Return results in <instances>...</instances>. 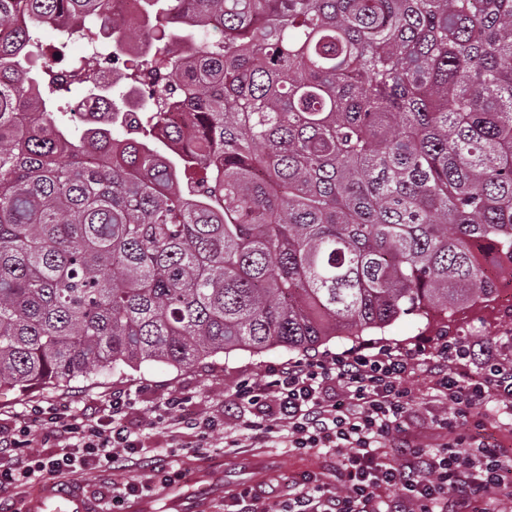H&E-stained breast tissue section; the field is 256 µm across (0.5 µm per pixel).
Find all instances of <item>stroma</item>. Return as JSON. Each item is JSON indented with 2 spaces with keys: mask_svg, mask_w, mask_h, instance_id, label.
I'll use <instances>...</instances> for the list:
<instances>
[{
  "mask_svg": "<svg viewBox=\"0 0 512 512\" xmlns=\"http://www.w3.org/2000/svg\"><path fill=\"white\" fill-rule=\"evenodd\" d=\"M469 339L478 344H502L512 338V313L500 309L497 300L489 299L462 306L449 316L429 320L414 316L401 318L384 329L363 334V341H383L407 348L437 336L441 331ZM300 351L272 348L253 355L237 351L220 355L204 362L176 369L163 364H153L141 369L122 372H104L79 377L57 388H34L26 391L0 390V425L9 427L14 417L26 413L31 406L54 402L73 411L99 408L112 392L135 388L138 404L131 417L133 424L148 425L154 418V409L162 398L171 394L189 397L188 410L196 416L218 413L228 401L237 384L255 378L257 373L271 363L300 358ZM413 402L405 421L408 431L417 434L421 443L433 446L445 436L434 420L448 410L446 401L436 397L430 377L416 372L409 378ZM168 434L150 431L144 440L145 447L154 451L153 462L131 466L120 477L111 471H90L75 474L74 480L86 495L111 491L113 480L132 482L148 472L151 465L178 464L186 473L179 485L168 489L164 500L168 512H189L200 495H207L213 512H219L227 489L246 485L262 476L282 480L306 470L334 468L335 457L300 454L275 441L262 445L243 440L235 452H224L222 447L211 448L199 456L183 454L173 456V443Z\"/></svg>",
  "mask_w": 512,
  "mask_h": 512,
  "instance_id": "35a3bbf8",
  "label": "stroma"
}]
</instances>
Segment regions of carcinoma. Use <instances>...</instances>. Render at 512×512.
<instances>
[{"label":"carcinoma","mask_w":512,"mask_h":512,"mask_svg":"<svg viewBox=\"0 0 512 512\" xmlns=\"http://www.w3.org/2000/svg\"><path fill=\"white\" fill-rule=\"evenodd\" d=\"M112 2L0 0V388L496 295L472 245L512 260V0ZM124 49L74 135L65 73Z\"/></svg>","instance_id":"1"}]
</instances>
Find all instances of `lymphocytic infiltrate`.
I'll use <instances>...</instances> for the list:
<instances>
[{
    "mask_svg": "<svg viewBox=\"0 0 512 512\" xmlns=\"http://www.w3.org/2000/svg\"><path fill=\"white\" fill-rule=\"evenodd\" d=\"M418 369L448 403L439 423L448 440L437 448L397 439L413 400L407 380ZM494 401L512 419V361L499 354L476 361L469 341L443 333L412 348L369 342L267 366L231 396L230 407L247 414L237 433L225 432L219 415L184 417L181 396L165 398L150 426L191 431L193 454L219 435L228 448L244 436L281 438L298 453L337 457L334 472H302L287 481V493L275 485L237 491L225 503L230 512H496L498 498L512 497V448L469 435L474 412ZM136 402L132 391L113 392L101 414L86 419L53 403L32 407L0 430V491L79 470L125 471L144 450L130 421ZM183 477L178 468H155L113 489L112 505Z\"/></svg>",
    "mask_w": 512,
    "mask_h": 512,
    "instance_id": "lymphocytic-infiltrate-1",
    "label": "lymphocytic infiltrate"
}]
</instances>
